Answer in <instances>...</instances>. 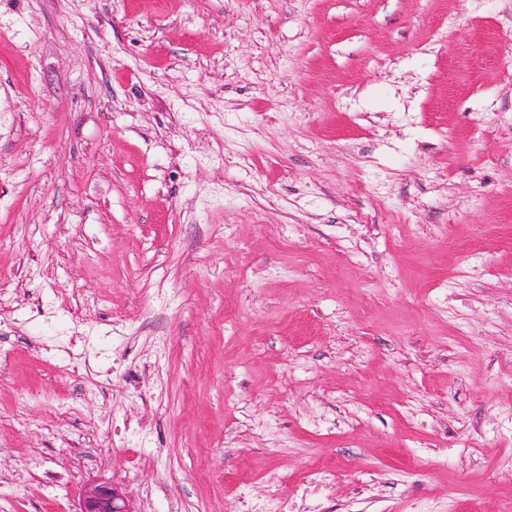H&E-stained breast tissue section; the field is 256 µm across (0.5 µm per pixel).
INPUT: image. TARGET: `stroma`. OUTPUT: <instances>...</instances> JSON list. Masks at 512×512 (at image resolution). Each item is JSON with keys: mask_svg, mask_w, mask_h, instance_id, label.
Listing matches in <instances>:
<instances>
[{"mask_svg": "<svg viewBox=\"0 0 512 512\" xmlns=\"http://www.w3.org/2000/svg\"><path fill=\"white\" fill-rule=\"evenodd\" d=\"M512 502V0H0V512ZM75 512H133L120 487L109 482L88 483Z\"/></svg>", "mask_w": 512, "mask_h": 512, "instance_id": "obj_1", "label": "stroma"}]
</instances>
